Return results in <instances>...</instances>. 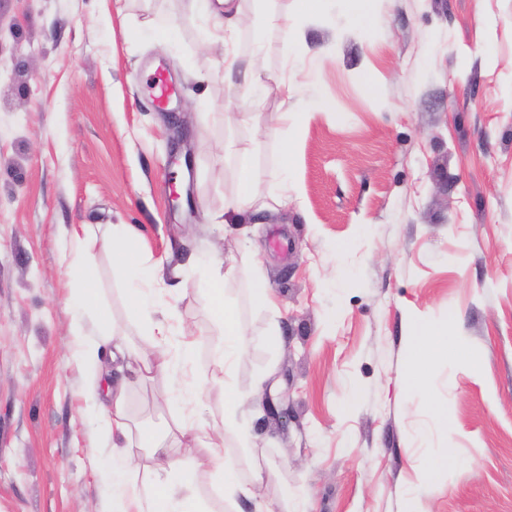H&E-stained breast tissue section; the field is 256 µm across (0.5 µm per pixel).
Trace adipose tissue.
I'll return each instance as SVG.
<instances>
[{"label":"adipose tissue","mask_w":512,"mask_h":512,"mask_svg":"<svg viewBox=\"0 0 512 512\" xmlns=\"http://www.w3.org/2000/svg\"><path fill=\"white\" fill-rule=\"evenodd\" d=\"M198 8L213 23L214 35L226 48L225 63L236 66L239 57L235 51L240 26L238 16L242 14V0H223L222 5L212 0H196ZM94 230L82 224L73 228L69 246L61 255V262L68 267L82 270L83 277L77 286L81 298L78 312L71 324L75 336H82L86 316L90 310L86 305L91 296L92 275L87 268V244ZM234 273L233 267L223 260H215L208 276L209 307L214 320L224 330V348L214 361L212 370L197 374L193 387L203 392L212 389H225L224 374L231 359L242 354L246 348L244 333L239 326L231 304L224 296V286ZM173 286L165 277L153 276L147 288L127 289L126 295L131 309L144 321L154 346L162 348L170 343V333L164 320L152 316L148 308L150 292H172ZM174 346V345H171ZM175 354L181 360H190L194 347L187 341H179L174 346ZM227 401L224 406V420L235 423L237 418L249 410L248 402L234 390L225 389ZM86 400L96 410L107 438L126 434L129 424L126 410V397L123 385L107 386L105 391L90 389ZM150 454L156 462L157 471L153 478L142 482H126L113 491L116 512H211L208 504L198 496L191 467L183 464L172 454V445L167 439L149 434L144 438Z\"/></svg>","instance_id":"adipose-tissue-1"}]
</instances>
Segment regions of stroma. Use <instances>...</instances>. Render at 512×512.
<instances>
[{
  "mask_svg": "<svg viewBox=\"0 0 512 512\" xmlns=\"http://www.w3.org/2000/svg\"><path fill=\"white\" fill-rule=\"evenodd\" d=\"M352 16L349 0L293 14L290 56L244 17L240 57L263 41L260 66L293 85V130L276 86L251 97L227 74L191 0H0V512H113V449L143 481L144 434L175 435L191 410L253 486L214 496L207 449L178 437L213 512H403L411 495L422 512H512V0H380L368 30ZM155 67L175 87L165 110L146 87ZM241 103L256 125L225 124ZM288 148L290 203L225 216L241 160L274 197ZM77 224L98 227L93 302L117 340L151 345L112 265L113 224L136 228L144 274L179 272L157 306L195 340L191 363L130 379V431L112 444L83 398L80 273L59 262ZM217 253L248 339L226 384L287 418L235 427L222 391L175 389L224 346L205 293ZM258 274L275 310L251 300ZM416 321L456 338L421 391L405 387Z\"/></svg>",
  "mask_w": 512,
  "mask_h": 512,
  "instance_id": "obj_1",
  "label": "stroma"
}]
</instances>
